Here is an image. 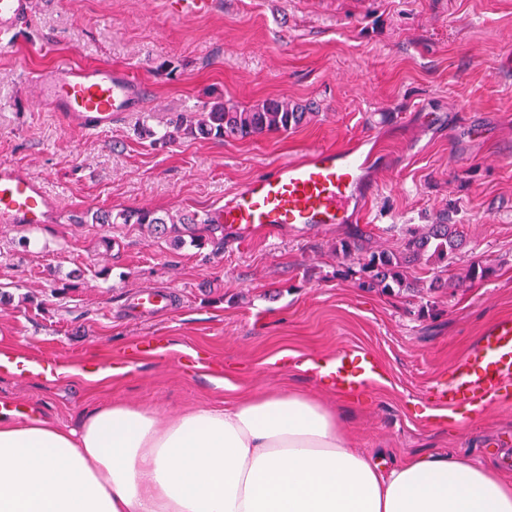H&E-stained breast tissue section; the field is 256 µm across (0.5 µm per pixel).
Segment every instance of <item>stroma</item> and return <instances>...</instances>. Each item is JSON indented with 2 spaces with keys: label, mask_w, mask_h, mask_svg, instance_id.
<instances>
[{
  "label": "stroma",
  "mask_w": 512,
  "mask_h": 512,
  "mask_svg": "<svg viewBox=\"0 0 512 512\" xmlns=\"http://www.w3.org/2000/svg\"><path fill=\"white\" fill-rule=\"evenodd\" d=\"M0 51V164L25 169L57 200L33 233L0 224V401L77 426L113 402L169 413L269 388L334 404L353 446L385 462L424 452L492 463L512 478V389L479 419L439 406L438 386L478 366L481 341L512 321V0H217L170 17L164 0H32ZM128 71L144 101L87 133L37 106L34 72L59 58ZM310 105L315 117L257 138L153 135L217 99ZM360 137L379 181L362 227L178 249L136 224H86L96 210L205 214L248 179L311 145ZM458 225L471 258L498 267L472 288L387 295L337 275L355 230L393 249L394 224ZM29 248H20L21 235ZM172 289V311L125 302ZM351 351L377 365L337 389L318 366Z\"/></svg>",
  "instance_id": "1"
}]
</instances>
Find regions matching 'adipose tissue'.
<instances>
[{"label":"adipose tissue","mask_w":512,"mask_h":512,"mask_svg":"<svg viewBox=\"0 0 512 512\" xmlns=\"http://www.w3.org/2000/svg\"><path fill=\"white\" fill-rule=\"evenodd\" d=\"M0 512H512V482L451 454L379 465L327 401L264 390L110 403L75 428L0 419Z\"/></svg>","instance_id":"1"}]
</instances>
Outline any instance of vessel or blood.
I'll return each mask as SVG.
<instances>
[{
    "label": "vessel or blood",
    "mask_w": 512,
    "mask_h": 512,
    "mask_svg": "<svg viewBox=\"0 0 512 512\" xmlns=\"http://www.w3.org/2000/svg\"><path fill=\"white\" fill-rule=\"evenodd\" d=\"M174 16L209 13L214 0H165ZM31 11V0H0V46H6L20 19ZM41 106L59 113L69 126L101 132L132 111L145 93L143 85L109 65L78 66L58 60L32 80ZM359 141L331 148L311 146L298 157L279 163L273 173L259 174L224 197V205L211 212L216 223L245 233L277 236L302 226L319 231L332 224L364 223L369 199L377 191L365 178ZM56 208L44 184L24 169L0 164V224L40 225ZM172 308L171 291L142 288L131 299L138 314ZM376 372L367 358L349 352L336 358L334 376L346 387L365 385ZM512 386V322L497 323L487 334L474 376L448 383L442 405L455 407L468 401L490 405L498 393Z\"/></svg>",
    "instance_id": "1"
}]
</instances>
